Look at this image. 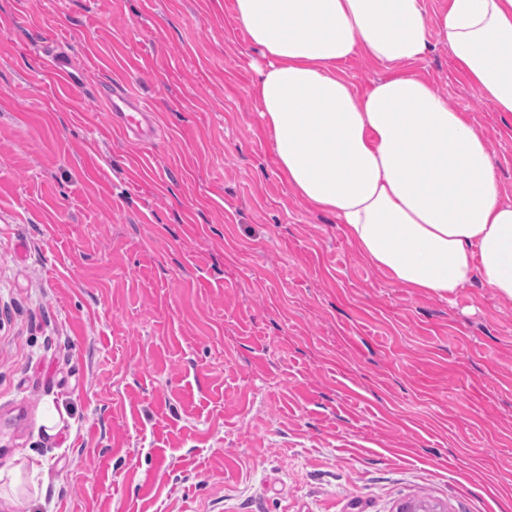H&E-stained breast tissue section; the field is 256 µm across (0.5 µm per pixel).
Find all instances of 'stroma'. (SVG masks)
<instances>
[{"mask_svg": "<svg viewBox=\"0 0 512 512\" xmlns=\"http://www.w3.org/2000/svg\"><path fill=\"white\" fill-rule=\"evenodd\" d=\"M258 57L231 0H0V512H512V302L411 292L302 203ZM410 69L512 202V116L441 41ZM48 68L52 74L60 78L66 87L81 85V72L72 63L70 55L63 49H53L49 55ZM95 100L104 104L110 112L112 126L122 133L131 132L140 141L155 135L152 112L139 99L130 95L121 82L110 80L102 84Z\"/></svg>", "mask_w": 512, "mask_h": 512, "instance_id": "stroma-1", "label": "stroma"}]
</instances>
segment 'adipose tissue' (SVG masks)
Returning <instances> with one entry per match:
<instances>
[{
  "instance_id": "ef3b65f1",
  "label": "adipose tissue",
  "mask_w": 512,
  "mask_h": 512,
  "mask_svg": "<svg viewBox=\"0 0 512 512\" xmlns=\"http://www.w3.org/2000/svg\"><path fill=\"white\" fill-rule=\"evenodd\" d=\"M233 14L264 59L260 116L295 195L402 287L449 297L478 279L512 302V203L487 144L407 69L431 50L423 0H233ZM434 26L512 114V0H450ZM358 54L391 70L361 94L342 73Z\"/></svg>"
}]
</instances>
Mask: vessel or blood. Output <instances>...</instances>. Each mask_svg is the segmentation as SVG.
<instances>
[{"label": "vessel or blood", "mask_w": 512, "mask_h": 512, "mask_svg": "<svg viewBox=\"0 0 512 512\" xmlns=\"http://www.w3.org/2000/svg\"><path fill=\"white\" fill-rule=\"evenodd\" d=\"M48 68L52 74L60 78L64 86L74 87L82 83L81 72L64 50L55 49L50 52ZM95 100L104 104L113 127L122 133L133 134L141 141L155 135L152 112L139 99L130 95L121 82L111 80L102 84Z\"/></svg>", "instance_id": "b4317fda"}]
</instances>
